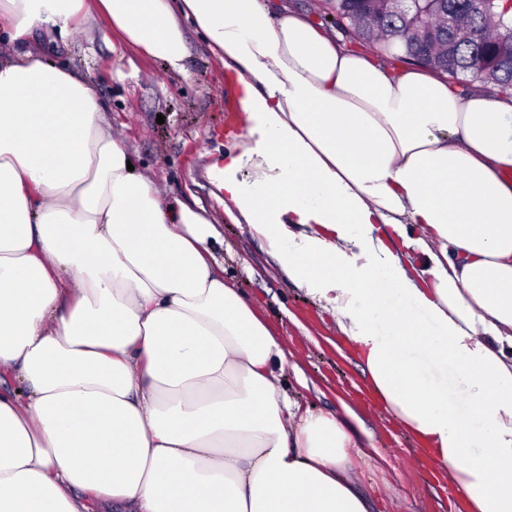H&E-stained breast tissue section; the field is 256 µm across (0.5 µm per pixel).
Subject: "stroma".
<instances>
[{"label": "stroma", "mask_w": 512, "mask_h": 512, "mask_svg": "<svg viewBox=\"0 0 512 512\" xmlns=\"http://www.w3.org/2000/svg\"><path fill=\"white\" fill-rule=\"evenodd\" d=\"M187 72L171 74L164 62L113 46L105 24L73 30L51 61L91 82L124 133L139 171L169 198L194 195L216 210L204 166L223 153L231 114L224 70L193 29L185 31ZM224 240L215 254L288 352L284 387L302 408L354 412L348 427L360 487L374 512H461L455 484L441 477L419 443L372 392L363 366L333 317L311 296L274 272L263 240L249 225L221 220Z\"/></svg>", "instance_id": "obj_1"}]
</instances>
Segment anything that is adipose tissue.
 Here are the masks:
<instances>
[{"label": "adipose tissue", "mask_w": 512, "mask_h": 512, "mask_svg": "<svg viewBox=\"0 0 512 512\" xmlns=\"http://www.w3.org/2000/svg\"><path fill=\"white\" fill-rule=\"evenodd\" d=\"M99 19L176 75L201 34L237 102L212 196L470 512H512V97L266 0H0V512H371L344 416L286 393L213 217L128 170L96 89L23 47Z\"/></svg>", "instance_id": "adipose-tissue-1"}]
</instances>
